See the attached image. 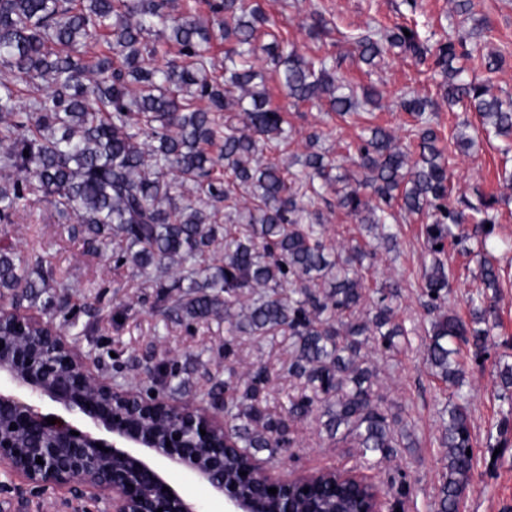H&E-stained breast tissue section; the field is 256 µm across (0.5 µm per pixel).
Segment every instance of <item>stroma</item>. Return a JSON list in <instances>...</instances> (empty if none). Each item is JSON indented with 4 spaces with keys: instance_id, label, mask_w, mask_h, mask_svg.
Returning <instances> with one entry per match:
<instances>
[{
    "instance_id": "stroma-1",
    "label": "stroma",
    "mask_w": 512,
    "mask_h": 512,
    "mask_svg": "<svg viewBox=\"0 0 512 512\" xmlns=\"http://www.w3.org/2000/svg\"><path fill=\"white\" fill-rule=\"evenodd\" d=\"M471 11L459 12L455 0H418L409 7L406 0H264L276 21L278 34L305 56L330 55L337 72L354 88L375 86L383 92L379 108L372 114L337 121L333 113L308 103H287L274 72H266V88L273 101L286 105L285 118L293 130L288 143L271 153L273 159H291L292 172H301L297 156L305 152L308 132L322 135L321 145L334 159L340 173L353 174L355 167L347 144L357 140L371 125L388 129L397 139H405L413 117L399 105L408 92L432 100V125L441 141L461 130L464 123H477L476 113L463 106H448L442 98V75L431 64H417L399 50L385 51L376 66L358 61L355 39L366 22L377 20L392 26L417 21L422 36L431 43L464 33L477 43L482 54L499 53L505 58L500 69H486L480 59L468 62L470 77L499 97H512V0H472ZM322 13L336 32L326 39L311 33L315 13ZM504 138L493 136L468 151L450 147L453 193L469 199L477 195L494 199L499 214L492 240L501 269L497 304L498 325L493 344L483 366L467 362L472 432L480 452L475 480L465 493L459 512H512V447L491 453L488 434L502 414L496 396L499 365L512 364V184L503 179L504 169L512 170V154L504 155ZM428 219L423 215L400 214L398 247L389 252L377 248L367 280L392 278L401 286L394 302L396 321L409 329V343L401 352L375 356L379 391L387 405L398 412L405 431L415 445L401 449L389 464L372 468L360 462L358 449L327 436L317 415L292 422V442L272 464L276 473L292 477L303 472L336 469L386 488L397 476L410 484L408 495L389 493L392 512H434L446 450L440 444L442 412L448 403V387L432 375L424 356L430 319L421 306V287L432 255L423 234ZM73 224L58 219L54 208L40 202L19 212L14 223L0 224V241H10L22 257L46 256L55 274V306L44 313L68 341L90 359L98 361L104 373L118 384L147 383V365L168 360L192 362L187 376L186 401L205 399L214 382L224 377L223 320L214 319L192 326L163 323L154 311L161 294L153 276L129 266H115L111 254L96 252L73 234ZM477 243L467 240L447 244L441 259L450 273L453 294L449 307L468 317L466 297L480 284L476 258ZM290 357L286 343L278 339L239 337L233 359L238 365L266 367L271 383L266 409L280 415L287 395L297 393L301 384L290 377L285 365Z\"/></svg>"
}]
</instances>
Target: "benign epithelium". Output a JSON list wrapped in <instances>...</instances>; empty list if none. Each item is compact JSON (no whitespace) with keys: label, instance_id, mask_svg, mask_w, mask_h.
Here are the masks:
<instances>
[{"label":"benign epithelium","instance_id":"7a95c632","mask_svg":"<svg viewBox=\"0 0 512 512\" xmlns=\"http://www.w3.org/2000/svg\"><path fill=\"white\" fill-rule=\"evenodd\" d=\"M47 402L59 412H42ZM232 449L222 403L186 406L114 384L51 323L0 299V474L38 494L65 489L88 504L84 512H204L169 481L172 470L206 484L224 512H268L270 499L293 512L294 500L327 480L323 471L283 478L253 463L227 481ZM332 480L357 488L355 512H382L379 486L349 471H332Z\"/></svg>","mask_w":512,"mask_h":512}]
</instances>
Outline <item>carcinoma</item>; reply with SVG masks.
Returning a JSON list of instances; mask_svg holds the SVG:
<instances>
[{
	"label": "carcinoma",
	"instance_id": "obj_1",
	"mask_svg": "<svg viewBox=\"0 0 512 512\" xmlns=\"http://www.w3.org/2000/svg\"><path fill=\"white\" fill-rule=\"evenodd\" d=\"M0 0V224L45 197L69 217L99 251L112 250L115 266L153 269L185 292L159 303L163 320L189 324L224 316L230 348L239 336L288 337V375L302 388L288 398L283 416L261 406L270 378L251 365L244 371L224 364V382L208 396L223 397L229 435L238 451L228 473L274 457L290 443L289 423L321 411L327 435L349 441L364 463L396 456L404 442L401 418L386 411L377 390L376 367L367 347L385 355L399 350L405 335L394 322L398 282L386 279L367 293L359 243L333 248L318 205L336 195V207L359 224L382 229L387 250L393 209L426 213V242L435 258L423 277V307L430 317L426 359L448 384V419L441 445L448 462L436 512H459L462 494L473 484L475 448L468 397L462 392L459 356L473 350L474 362L489 352L500 288V267L488 248L498 223L494 202L484 198L452 207V172L427 115L426 98L401 95L415 121L410 136L417 156L380 126L368 128L355 147L357 176L345 175L318 148L321 134L306 137L302 178L289 179L288 165L266 157L270 143L286 142L282 109L271 104L258 62L281 75L285 97L311 103L340 120L376 102L378 89L362 95L343 83L336 60L305 57L273 39L275 21L260 0ZM389 29L367 23L357 40L358 60L375 65L382 46L398 48L423 63L428 38L416 27ZM160 33L177 54L158 59L151 36ZM224 41V77L211 53ZM108 51H99V41ZM480 48L459 37L441 43L435 67L444 78L443 97L476 112L473 134L455 143L469 148L485 134L512 139V99L492 95L464 78L465 63ZM222 141L218 156L210 146ZM224 166V178L215 176ZM224 203V225L217 205ZM474 226L482 287L469 295L470 320L447 310L452 289L448 268L437 258L447 242L463 239L458 229ZM490 228H485V225ZM48 287L30 277V261L0 251V298L24 299ZM290 288L283 296L284 288ZM161 384L180 393L183 368L164 362ZM498 398L507 404L497 424L496 446L512 442V364L498 369ZM326 512H349L351 498L338 487L322 492Z\"/></svg>",
	"mask_w": 512,
	"mask_h": 512
}]
</instances>
